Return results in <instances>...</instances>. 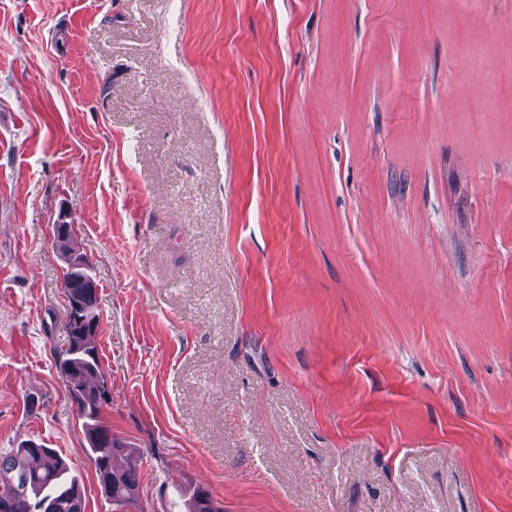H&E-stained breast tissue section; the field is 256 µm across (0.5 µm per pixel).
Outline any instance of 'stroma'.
Masks as SVG:
<instances>
[{
  "label": "stroma",
  "mask_w": 512,
  "mask_h": 512,
  "mask_svg": "<svg viewBox=\"0 0 512 512\" xmlns=\"http://www.w3.org/2000/svg\"><path fill=\"white\" fill-rule=\"evenodd\" d=\"M56 224L145 512H512V0H0V456L113 512ZM66 261L65 287L70 301L75 298L80 309L74 317L68 311L65 328L68 348L58 360L59 376L70 395L87 438L90 458L93 461L98 482L112 499L119 512H143L137 496V472L141 456L127 450L126 444L115 434L103 417L104 407L110 403L105 381L92 384L99 372V356L94 336L98 326L96 288H86L92 279L89 264L81 258ZM93 280V279H92ZM126 451V453H124ZM125 454V467L116 470L114 457ZM188 512H223L224 508L220 507L211 497L209 492L200 487L194 488L192 493L186 498Z\"/></svg>",
  "instance_id": "1"
}]
</instances>
